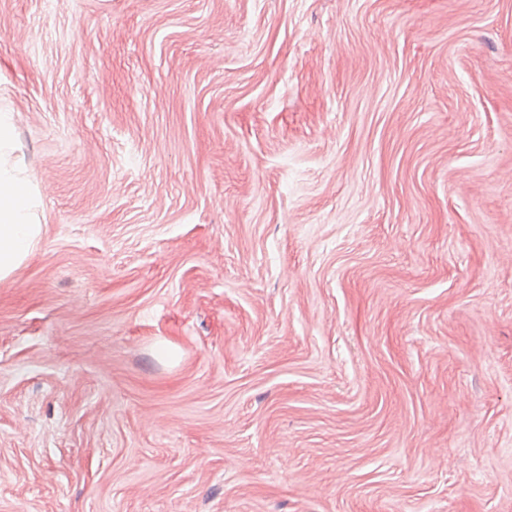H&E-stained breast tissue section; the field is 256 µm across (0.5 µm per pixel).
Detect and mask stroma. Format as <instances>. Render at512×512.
I'll list each match as a JSON object with an SVG mask.
<instances>
[{"mask_svg": "<svg viewBox=\"0 0 512 512\" xmlns=\"http://www.w3.org/2000/svg\"><path fill=\"white\" fill-rule=\"evenodd\" d=\"M1 111L0 512H512V0H0ZM13 116L0 113V282L6 281L28 258L42 234L33 207L32 191L12 161Z\"/></svg>", "mask_w": 512, "mask_h": 512, "instance_id": "35a3bbf8", "label": "stroma"}]
</instances>
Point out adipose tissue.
<instances>
[{
    "label": "adipose tissue",
    "mask_w": 512,
    "mask_h": 512,
    "mask_svg": "<svg viewBox=\"0 0 512 512\" xmlns=\"http://www.w3.org/2000/svg\"><path fill=\"white\" fill-rule=\"evenodd\" d=\"M13 116L0 113V282L6 281L28 258L42 227L34 212L36 200L13 161Z\"/></svg>",
    "instance_id": "1"
}]
</instances>
